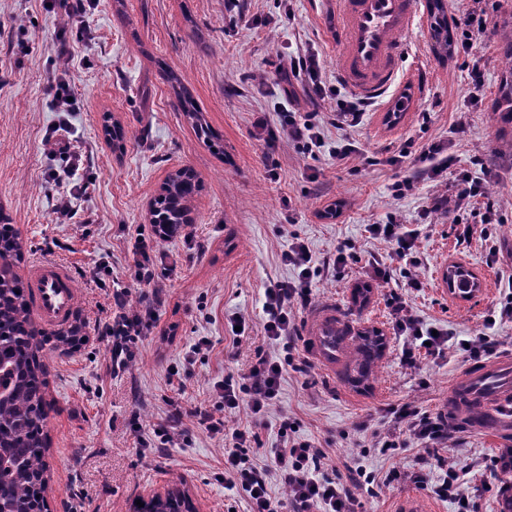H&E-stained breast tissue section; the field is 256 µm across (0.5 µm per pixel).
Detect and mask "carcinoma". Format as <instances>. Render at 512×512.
<instances>
[{
	"instance_id": "obj_1",
	"label": "carcinoma",
	"mask_w": 512,
	"mask_h": 512,
	"mask_svg": "<svg viewBox=\"0 0 512 512\" xmlns=\"http://www.w3.org/2000/svg\"><path fill=\"white\" fill-rule=\"evenodd\" d=\"M435 30L438 47L448 51V20L437 17ZM499 38L506 50L495 111L512 123V23L503 26ZM180 108L201 135L214 141L191 97H182ZM198 191L199 184L191 169H179L169 175L154 199L153 223L172 230L188 223ZM21 249L17 229L0 218V256L17 261ZM446 279L452 288L475 285L471 273L459 266L448 269ZM45 344V336L41 335L30 309L23 277L11 269L0 277V512H47L45 451L49 403L45 398V364L41 355ZM355 355L357 376L353 382L365 383L375 376L377 340L370 336L361 338ZM141 512L192 510L186 497L170 493L164 499L157 497L144 504Z\"/></svg>"
}]
</instances>
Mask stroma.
I'll list each match as a JSON object with an SVG mask.
<instances>
[{
  "instance_id": "1",
  "label": "stroma",
  "mask_w": 512,
  "mask_h": 512,
  "mask_svg": "<svg viewBox=\"0 0 512 512\" xmlns=\"http://www.w3.org/2000/svg\"><path fill=\"white\" fill-rule=\"evenodd\" d=\"M225 0H92L85 16L46 11L40 0H0V215L20 232L26 274L37 259L71 266L78 303L72 316L81 325L78 347L49 343L48 512H134L171 490L183 491L195 512H246L244 493L225 490L218 478L224 445L195 418L183 426L189 444L140 447L130 428L132 415L143 425L167 420L174 406L212 409L213 386L239 378L257 354L278 356L263 330L265 291L293 281L297 272L282 255L293 238L308 246L317 273L310 306L296 309V351L281 381L277 404L259 428L257 462L272 463L279 447L281 417L298 424L326 459L323 471L337 482L348 470L372 472L373 483L357 489L359 512H396L397 501L413 495L427 512H455L431 489L406 476L425 470L440 476V462H471L467 476L471 512H503L512 498V468L497 459L512 449V436H497L458 420L442 461L398 428L395 408L411 403L439 413L448 390L473 365L462 341L490 332L498 352H512V320L485 329L512 276V128L494 110L501 80L502 44L497 32L512 20V0H442L448 19L483 13L487 31L470 54L437 49L432 0H417L420 22L405 47L400 79L411 97L395 126L385 122L384 104L369 103L350 136L359 149L336 161L341 132L324 125L315 153L289 142L270 151L254 136V113L278 127L288 111L327 113L328 99L311 103L302 79L285 80L289 57L314 55L326 86L340 98L356 95L336 73V17L332 0H239L236 25L224 21ZM70 55L56 51L59 39ZM480 80H473V72ZM67 75L76 99L71 112L55 111L50 94ZM184 87L199 104L203 120L220 136L222 150L199 139L178 108ZM339 98V99H340ZM71 144L60 153L53 136ZM443 142L453 158L431 179L405 162L385 165L407 139ZM191 168L200 182L188 226L165 243L177 256L175 271L147 285L134 278L138 233L151 229L150 205L167 177ZM71 170L80 186L77 199L50 174ZM469 171L493 190L488 200L503 221L489 239L458 238L447 214L429 212L433 197H455L457 175ZM412 178L401 198L391 186ZM345 200L342 215L320 218L331 201ZM70 202L68 216L61 203ZM396 221L417 230L420 285L408 287L404 262L388 243L372 239L367 227ZM349 245L354 261L339 268L336 249ZM385 263L388 282H370L372 260ZM459 264L477 277L481 293L463 299L444 280ZM370 283L367 303L354 300L358 285ZM127 292V307L139 309L142 294L162 298L159 319L138 345L135 360L113 371L99 327L111 317L112 293ZM405 298L424 325L447 331V353L401 362L402 338L395 336L391 293ZM333 302L351 318L355 333L383 339L374 380L349 379L352 358L328 375L304 352V334L314 305ZM246 321L234 339L231 320ZM208 337V357L190 359L191 345ZM184 370L182 383L169 379L171 367ZM400 439L383 449L384 438ZM403 481L387 483L390 471Z\"/></svg>"
}]
</instances>
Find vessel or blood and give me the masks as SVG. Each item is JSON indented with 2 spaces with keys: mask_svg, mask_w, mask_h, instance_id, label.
<instances>
[{
  "mask_svg": "<svg viewBox=\"0 0 512 512\" xmlns=\"http://www.w3.org/2000/svg\"><path fill=\"white\" fill-rule=\"evenodd\" d=\"M339 20L337 67L345 83L362 99L386 93L399 73L404 43L413 30L415 0H336ZM31 310L43 324L58 326L69 317L76 293L70 267L39 261L26 274ZM336 307L325 303L312 314L306 349L331 368L336 364ZM470 406L476 428L494 432L512 423V353L468 370L448 392L444 410L458 417L460 401Z\"/></svg>",
  "mask_w": 512,
  "mask_h": 512,
  "instance_id": "obj_1",
  "label": "vessel or blood"
}]
</instances>
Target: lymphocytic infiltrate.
Segmentation results:
<instances>
[{
	"instance_id": "f902f5d3",
	"label": "lymphocytic infiltrate",
	"mask_w": 512,
	"mask_h": 512,
	"mask_svg": "<svg viewBox=\"0 0 512 512\" xmlns=\"http://www.w3.org/2000/svg\"><path fill=\"white\" fill-rule=\"evenodd\" d=\"M256 136L265 148H274L278 139L294 142L304 150L321 146L323 135L310 112H286L280 130L270 129L265 117L259 116L253 122ZM372 238L383 240L392 247L397 259L409 267H416V231L404 225L387 223L369 225ZM162 226H153L150 234L139 235L134 244L137 255L134 277L138 282L149 284L170 274L175 261L163 249ZM285 263L299 271L294 282H282L265 291L263 305L265 337L270 343L282 345L284 357L271 358L257 355L247 374L241 381L225 379L214 386L221 415L191 409L188 415L197 418L200 425L212 437L224 443V487L240 490L248 497V512H282L284 503H292L293 512H356L358 505L353 493L362 483L373 482L372 474L356 468L352 471L350 484L344 485L325 475L322 470L324 452L314 442L298 436L296 425L290 419L280 424L281 448L274 451L273 467L261 466L250 455L258 435L251 429L229 428L225 416L240 407H247L254 420L268 413L276 403L285 365L293 361V334L295 331L294 309L311 301L308 286L312 276V255L308 246L301 241L291 244L284 253ZM116 309L105 323L103 336L107 341L112 366L126 367L135 358L137 344L154 328L157 309L161 304L159 295L143 296L139 311L126 310L124 294L114 296ZM394 315L393 328L403 336L401 352L403 363L416 365L421 356H443L448 348L446 332L434 333L425 329L422 322L410 314L405 299L399 294L390 297ZM398 421L404 422L410 439L419 442L429 455H438L440 448L448 443V421L444 415H433L415 405H402L395 413ZM439 481H432L428 472L417 471L410 480L419 487H432L435 495L452 500L458 506L457 512H470L466 487L468 466L443 465ZM279 478L288 492L287 502L273 500L268 485L272 478Z\"/></svg>"
}]
</instances>
